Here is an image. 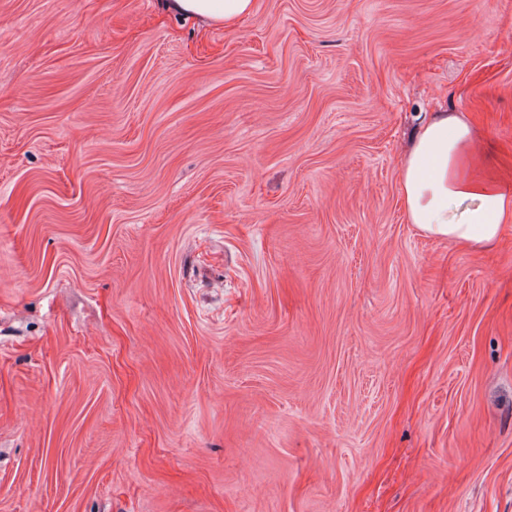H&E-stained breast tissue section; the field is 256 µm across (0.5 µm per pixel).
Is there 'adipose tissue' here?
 Segmentation results:
<instances>
[{
  "instance_id": "obj_1",
  "label": "adipose tissue",
  "mask_w": 512,
  "mask_h": 512,
  "mask_svg": "<svg viewBox=\"0 0 512 512\" xmlns=\"http://www.w3.org/2000/svg\"><path fill=\"white\" fill-rule=\"evenodd\" d=\"M257 0H165V16L237 27ZM467 115L441 110L416 129L400 165V200L423 234L478 251L512 234V171L495 168Z\"/></svg>"
}]
</instances>
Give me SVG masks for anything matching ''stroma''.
<instances>
[{
	"label": "stroma",
	"instance_id": "35a3bbf8",
	"mask_svg": "<svg viewBox=\"0 0 512 512\" xmlns=\"http://www.w3.org/2000/svg\"><path fill=\"white\" fill-rule=\"evenodd\" d=\"M0 0V512H512V239L400 163L512 167V0ZM164 16L237 27L257 12V0H164ZM467 115L432 112L400 165V200L409 224L478 251L512 234V171L495 168Z\"/></svg>",
	"mask_w": 512,
	"mask_h": 512
}]
</instances>
